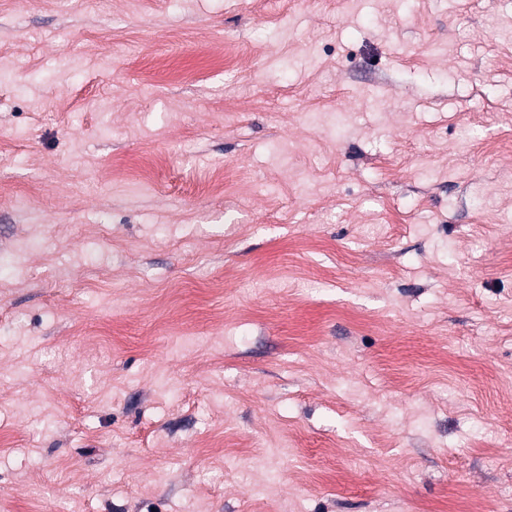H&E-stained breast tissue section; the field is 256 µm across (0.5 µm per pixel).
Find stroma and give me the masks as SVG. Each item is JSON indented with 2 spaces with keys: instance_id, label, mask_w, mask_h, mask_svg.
<instances>
[{
  "instance_id": "35a3bbf8",
  "label": "stroma",
  "mask_w": 512,
  "mask_h": 512,
  "mask_svg": "<svg viewBox=\"0 0 512 512\" xmlns=\"http://www.w3.org/2000/svg\"><path fill=\"white\" fill-rule=\"evenodd\" d=\"M512 0H0V512H512Z\"/></svg>"
}]
</instances>
